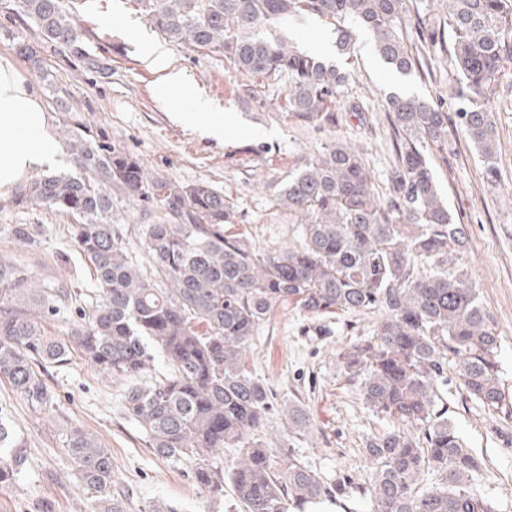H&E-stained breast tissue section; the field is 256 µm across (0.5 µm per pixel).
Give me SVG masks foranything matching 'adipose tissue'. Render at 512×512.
Returning <instances> with one entry per match:
<instances>
[{
  "label": "adipose tissue",
  "mask_w": 512,
  "mask_h": 512,
  "mask_svg": "<svg viewBox=\"0 0 512 512\" xmlns=\"http://www.w3.org/2000/svg\"><path fill=\"white\" fill-rule=\"evenodd\" d=\"M142 60L163 74L157 89L159 100L177 95L188 102L190 112H213L212 101L196 91L186 72L171 66L161 43L143 41ZM53 123L36 88L12 61L0 57V200L16 193L30 171L60 162L61 146Z\"/></svg>",
  "instance_id": "1"
}]
</instances>
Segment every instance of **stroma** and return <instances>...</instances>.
<instances>
[{
	"label": "stroma",
	"mask_w": 512,
	"mask_h": 512,
	"mask_svg": "<svg viewBox=\"0 0 512 512\" xmlns=\"http://www.w3.org/2000/svg\"><path fill=\"white\" fill-rule=\"evenodd\" d=\"M415 2L418 22L404 31V43L418 60L409 75L386 68L363 32L352 55H325V62L349 75L337 110L355 104L361 114L321 130L289 116L283 86L265 88L260 80L236 72L223 56L172 43L166 46L171 63L192 76L216 111L199 118L188 113L185 101L158 100L161 75L142 63L139 48L141 34L152 36L156 30L132 0L65 4L84 48L103 59L107 73L89 70L69 50L42 41L33 25L19 19L17 0H0V57L9 58L39 90L56 130L87 127L91 135L137 158L151 175L183 184L211 183L235 203L236 232L267 253L298 242L300 218L278 206L276 193L290 172L317 157L326 144L355 145L375 186L385 189L394 153V131L385 108L389 93L403 85L410 93L434 99L444 111H455V58L449 47L428 48L419 38L420 31L443 22L444 12L438 0ZM23 42L38 49L43 70L33 69L20 56ZM492 119L498 142L496 183L486 181L481 155L460 133L449 132L447 148L430 150L428 160L442 197L466 231L462 262L494 319L501 378L512 390V78L498 87ZM214 123L223 124V135H201V128ZM244 144L257 149L258 165L230 164L229 154ZM165 221L152 205L123 194L112 197V222L136 261L145 259V225ZM13 224L35 225L34 243L5 238L4 229ZM71 224L69 216L44 205L0 201V254L11 255L37 282L64 283L82 292L79 301L63 303L47 319V331L57 337L69 336L80 326L94 288ZM378 320L375 314L350 313L314 320L294 306H283L250 347L248 361L274 395L264 434L269 446L293 449L327 484L352 482L348 504L326 500L314 512H344L348 507L372 512L366 490L374 464L363 443L385 431L388 422L371 412L358 388L346 381L339 354L360 337L372 335ZM42 376L56 397V409L40 415L0 378V412L28 454L18 479L0 490V512H41L46 503L54 512H94L96 497L80 484L63 448L64 430L72 424L93 433L111 451L114 480L128 493L129 512H149L161 503L177 512H228L229 502L211 499L195 484L189 463L161 459L147 447L143 434L122 412L124 380L96 371L76 352L65 367L43 369ZM443 396L448 417L466 445L486 459L487 469L475 478V490L492 500L497 512H512V417L471 400L454 380ZM294 401L309 416L301 432L289 429L284 413Z\"/></svg>",
	"instance_id": "obj_1"
}]
</instances>
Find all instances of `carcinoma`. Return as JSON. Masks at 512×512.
I'll return each mask as SVG.
<instances>
[{
	"mask_svg": "<svg viewBox=\"0 0 512 512\" xmlns=\"http://www.w3.org/2000/svg\"><path fill=\"white\" fill-rule=\"evenodd\" d=\"M168 41L224 56L265 83L288 81V114L317 129L339 122L336 101L348 76L272 35L291 19L334 22L336 47H354L356 23L367 30L391 71L416 67L403 41L413 0H133ZM447 19L429 29L433 46L450 35L460 71L454 127L497 167L496 129L488 103L512 71V0H447ZM20 16L42 40L67 48L86 68L106 70L86 51L63 0H19ZM386 105L399 136L385 198L359 152L333 142L288 175L280 206L299 214L300 241L261 254L226 227L236 206L207 182L182 185L149 178L139 161L83 131H64L75 172L32 180L17 197L75 219L72 234L95 290L73 338L48 334L45 319L68 295L64 285L33 287L28 271L0 257V377L34 412L54 410L52 391L35 367L66 365L77 347L96 370L130 382L124 415L152 452L194 465L196 485L213 499L233 492L231 512H286L345 495L327 485L291 449L273 453L262 438L271 389L247 364L251 342L280 306L307 315L381 314L373 336L340 352L348 382L366 406L395 427L365 442L376 463L369 493L374 512H496L473 488L485 468L448 420L440 397L454 362L459 386L483 406L512 416L500 376L499 336L458 257L465 246L441 198L426 153L448 145V113L425 97L390 93ZM148 203L174 224H148L150 269L126 254L112 224V192ZM10 238L33 241V225ZM295 431L307 426L298 404L285 410ZM77 478L98 494V512H128L113 480L112 455L79 427L64 434ZM235 448L225 463L219 452ZM27 451L0 414V489L16 479ZM432 473L438 483L423 487Z\"/></svg>",
	"mask_w": 512,
	"mask_h": 512,
	"instance_id": "obj_1",
	"label": "carcinoma"
}]
</instances>
